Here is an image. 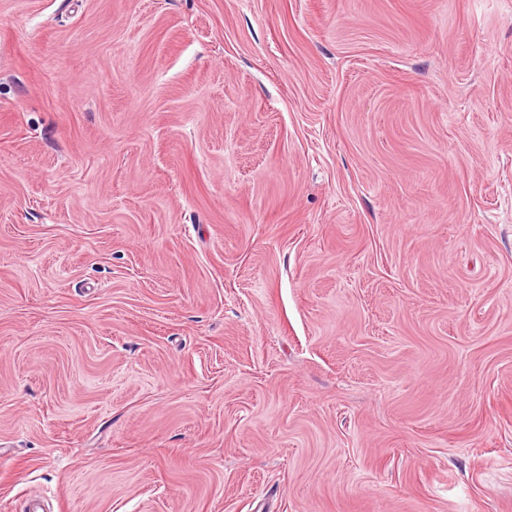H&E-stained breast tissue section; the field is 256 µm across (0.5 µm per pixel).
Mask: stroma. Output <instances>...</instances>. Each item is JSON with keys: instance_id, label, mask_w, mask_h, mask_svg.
<instances>
[{"instance_id": "1", "label": "stroma", "mask_w": 512, "mask_h": 512, "mask_svg": "<svg viewBox=\"0 0 512 512\" xmlns=\"http://www.w3.org/2000/svg\"><path fill=\"white\" fill-rule=\"evenodd\" d=\"M512 512V0H0V512Z\"/></svg>"}]
</instances>
